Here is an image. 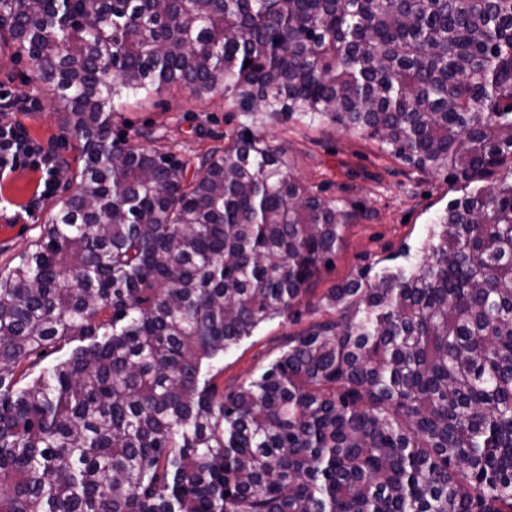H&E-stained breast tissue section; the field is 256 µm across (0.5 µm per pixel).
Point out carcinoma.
<instances>
[{"label":"carcinoma","mask_w":512,"mask_h":512,"mask_svg":"<svg viewBox=\"0 0 512 512\" xmlns=\"http://www.w3.org/2000/svg\"><path fill=\"white\" fill-rule=\"evenodd\" d=\"M0 47L83 161L0 271V512H512V0H0ZM172 86L251 118L190 178L112 139ZM275 116L491 184L224 394L215 367L350 220L287 171Z\"/></svg>","instance_id":"1"}]
</instances>
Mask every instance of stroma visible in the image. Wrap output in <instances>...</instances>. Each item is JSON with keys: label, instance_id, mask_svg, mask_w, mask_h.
<instances>
[{"label": "stroma", "instance_id": "obj_1", "mask_svg": "<svg viewBox=\"0 0 512 512\" xmlns=\"http://www.w3.org/2000/svg\"><path fill=\"white\" fill-rule=\"evenodd\" d=\"M32 77L27 57L0 51V96L24 106L12 114V121L56 162L76 165V143L61 125V108ZM246 122L223 94L200 101L188 89L171 88L146 103L125 106L114 118L112 136L140 148L165 146L176 159L195 164ZM263 130L283 150L292 174L320 196L338 200L352 219L342 231L332 266L323 270L294 315L266 323L225 355L216 383L227 391L268 368L289 336L335 318V311L322 301L328 288L348 278L364 275L373 280L384 270L421 263L434 220L466 191L444 176L420 173L381 153L362 134L321 130L281 117L266 120ZM43 182L42 171L24 165L0 174V269L12 266L37 239L58 197L75 190L74 184L60 182L47 195Z\"/></svg>", "mask_w": 512, "mask_h": 512}]
</instances>
